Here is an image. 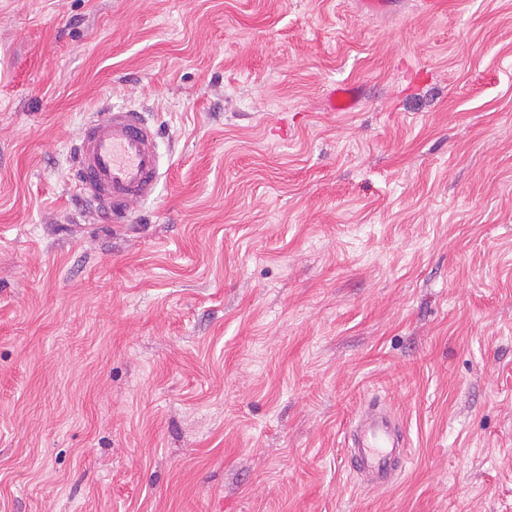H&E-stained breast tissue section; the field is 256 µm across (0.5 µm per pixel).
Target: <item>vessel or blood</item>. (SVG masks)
Masks as SVG:
<instances>
[{"label":"vessel or blood","mask_w":512,"mask_h":512,"mask_svg":"<svg viewBox=\"0 0 512 512\" xmlns=\"http://www.w3.org/2000/svg\"><path fill=\"white\" fill-rule=\"evenodd\" d=\"M358 98L357 86L346 84L330 91L327 107L347 112ZM163 167L159 130L134 109L113 107L98 113L83 125L72 149L76 190L98 217L113 223L123 222L135 205L155 195ZM345 454L351 468L381 488L392 485L403 468L405 440L396 419L378 401L369 402L351 422Z\"/></svg>","instance_id":"1"}]
</instances>
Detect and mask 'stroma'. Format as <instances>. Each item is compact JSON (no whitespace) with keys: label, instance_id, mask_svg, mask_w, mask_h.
<instances>
[{"label":"stroma","instance_id":"stroma-1","mask_svg":"<svg viewBox=\"0 0 512 512\" xmlns=\"http://www.w3.org/2000/svg\"><path fill=\"white\" fill-rule=\"evenodd\" d=\"M357 2L0 0V512H512V0ZM107 104L170 163L119 227ZM358 87L354 84H344L330 91L327 99V110L330 112H348L357 104ZM159 130L143 112L112 107L88 120L72 149L71 178L96 215L122 223L162 176ZM345 454L354 470L381 488L392 485L407 460L405 440L396 419L377 401L364 406L349 426Z\"/></svg>","mask_w":512,"mask_h":512}]
</instances>
